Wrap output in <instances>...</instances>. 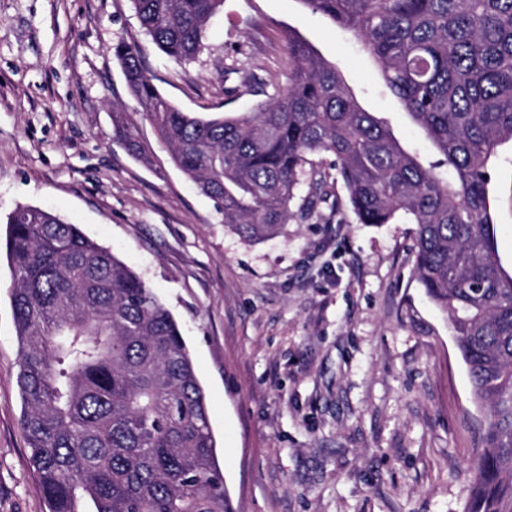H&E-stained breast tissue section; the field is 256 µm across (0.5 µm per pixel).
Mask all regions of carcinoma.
I'll return each instance as SVG.
<instances>
[{"instance_id":"carcinoma-1","label":"carcinoma","mask_w":512,"mask_h":512,"mask_svg":"<svg viewBox=\"0 0 512 512\" xmlns=\"http://www.w3.org/2000/svg\"><path fill=\"white\" fill-rule=\"evenodd\" d=\"M348 31L435 148L423 164L367 111L336 67L284 32L288 85L257 111L206 119L163 97L136 43L114 54L171 163L252 243L279 234L310 157L331 155L360 224L416 225L414 275L444 314L474 399L468 512H512V274L499 263L491 159L512 142V0H300ZM224 0H133L179 64L205 49ZM117 138L143 154L139 128ZM21 342L22 426L50 512H232L208 405L172 313L79 226L23 206L7 216Z\"/></svg>"}]
</instances>
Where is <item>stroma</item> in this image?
<instances>
[{
  "mask_svg": "<svg viewBox=\"0 0 512 512\" xmlns=\"http://www.w3.org/2000/svg\"><path fill=\"white\" fill-rule=\"evenodd\" d=\"M334 64L408 149L433 148L347 31L301 0H224L180 65L132 0H0V240L19 206L52 210L131 267L178 321L206 394L234 512H466L485 412L448 322L413 277L414 225L360 224L331 196L249 244L171 164L114 55L137 42L154 85L199 115H245L288 83L283 29ZM151 154L118 143L112 115ZM512 273V143L490 186ZM11 271L0 252V512H49L16 383Z\"/></svg>",
  "mask_w": 512,
  "mask_h": 512,
  "instance_id": "1",
  "label": "stroma"
}]
</instances>
